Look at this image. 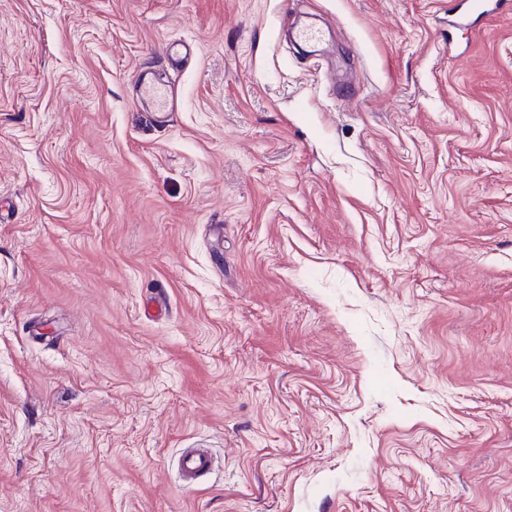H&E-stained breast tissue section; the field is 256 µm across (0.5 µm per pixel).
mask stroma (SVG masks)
<instances>
[{
	"label": "stroma",
	"mask_w": 512,
	"mask_h": 512,
	"mask_svg": "<svg viewBox=\"0 0 512 512\" xmlns=\"http://www.w3.org/2000/svg\"><path fill=\"white\" fill-rule=\"evenodd\" d=\"M461 3L0 0V512H512V0ZM140 100L159 112H175L178 107V91L174 86L159 83L150 72L142 70L138 75ZM213 460L210 454L201 450H190L181 454L179 459L180 477L187 488L196 487L197 478L212 471Z\"/></svg>",
	"instance_id": "35a3bbf8"
}]
</instances>
